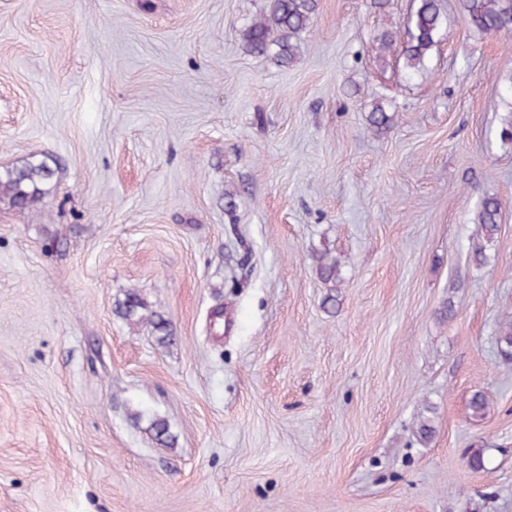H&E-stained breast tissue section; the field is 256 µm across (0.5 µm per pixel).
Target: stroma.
Returning <instances> with one entry per match:
<instances>
[{"mask_svg": "<svg viewBox=\"0 0 512 512\" xmlns=\"http://www.w3.org/2000/svg\"><path fill=\"white\" fill-rule=\"evenodd\" d=\"M264 4L0 0V166L56 162L0 204V512H512V38L447 0L411 75V0H316L284 65ZM43 158L32 156L21 165L0 169V203L12 208L33 207L50 192V184L55 170L48 155ZM501 203L496 198L482 201L476 213L475 224H479L480 232L486 239H493L499 231ZM143 304L139 295L135 292H129L126 298L122 302H118L115 308V312L124 320L129 322H144L147 321L153 328V331L159 333L157 338L159 343H166L169 341V330L168 323L161 314H154L150 317H145L140 313L144 309Z\"/></svg>", "mask_w": 512, "mask_h": 512, "instance_id": "obj_1", "label": "stroma"}]
</instances>
